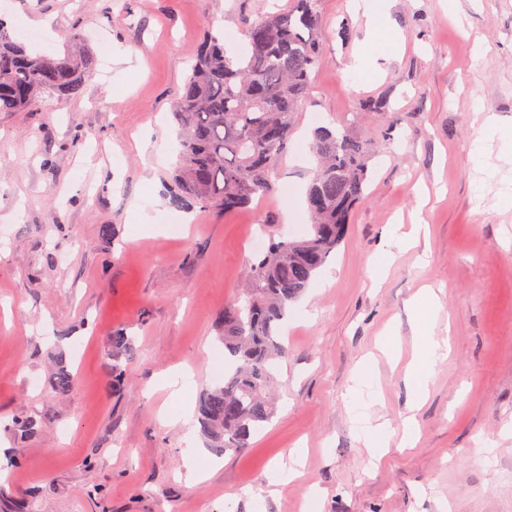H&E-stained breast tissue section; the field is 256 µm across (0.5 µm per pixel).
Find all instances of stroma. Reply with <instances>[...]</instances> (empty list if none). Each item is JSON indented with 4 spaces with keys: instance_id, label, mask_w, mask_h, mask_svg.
I'll return each instance as SVG.
<instances>
[{
    "instance_id": "obj_1",
    "label": "stroma",
    "mask_w": 512,
    "mask_h": 512,
    "mask_svg": "<svg viewBox=\"0 0 512 512\" xmlns=\"http://www.w3.org/2000/svg\"><path fill=\"white\" fill-rule=\"evenodd\" d=\"M289 0H0L27 47L91 53L79 96L0 112V512H512V0H389L399 48L371 43L351 0H321L322 63L280 160L276 189L224 216L170 203L173 103L207 28L246 43L244 17ZM384 98V112L363 110ZM354 123L375 175L346 240L283 326L277 410L246 448L218 453L197 428L162 422L157 387L192 369L196 406L224 363L216 319L246 283L252 236L302 235L322 126ZM482 146L486 165L473 159ZM428 227L382 258L384 235ZM441 307L447 360L415 404L406 367L422 288ZM123 329L136 352L120 382L106 358ZM64 351L75 383L51 385ZM377 355L374 416L415 447L371 459L346 390ZM32 416L36 431L12 430ZM497 440L490 461L479 442ZM23 449L14 462L15 449ZM304 465L273 486L294 449ZM203 477L191 480L190 469Z\"/></svg>"
}]
</instances>
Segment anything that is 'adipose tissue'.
Listing matches in <instances>:
<instances>
[{"label": "adipose tissue", "mask_w": 512, "mask_h": 512, "mask_svg": "<svg viewBox=\"0 0 512 512\" xmlns=\"http://www.w3.org/2000/svg\"><path fill=\"white\" fill-rule=\"evenodd\" d=\"M416 302L419 315L426 323V329L417 339L413 358L407 366V374L415 379V396L420 399L428 391L436 364L448 356L449 339L435 333L440 305L434 292L425 290L417 297ZM376 366L375 359H366L357 368L349 388L353 420L370 455L375 458L386 452L391 437L387 422L373 418L370 412L376 399Z\"/></svg>", "instance_id": "adipose-tissue-1"}]
</instances>
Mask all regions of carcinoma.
Segmentation results:
<instances>
[{
  "instance_id": "obj_1",
  "label": "carcinoma",
  "mask_w": 512,
  "mask_h": 512,
  "mask_svg": "<svg viewBox=\"0 0 512 512\" xmlns=\"http://www.w3.org/2000/svg\"><path fill=\"white\" fill-rule=\"evenodd\" d=\"M320 0H290L286 10L247 22L246 46L236 52L208 32L173 107L179 158L173 204L193 200L205 211L244 210L274 190L273 175L321 65ZM94 66L89 54L51 56L28 51L0 19V112L29 107L43 92L79 94ZM318 165L306 190L312 224L305 234L280 235L250 264L248 288L224 306L217 340L224 346V381L203 392L197 412L210 447L240 450L275 412L271 390L286 348L280 340L288 307L308 288L344 242L354 207L372 179L369 147L346 123L315 132ZM134 337L112 333L108 359L115 378L135 353ZM74 375L58 358L60 393Z\"/></svg>"
}]
</instances>
